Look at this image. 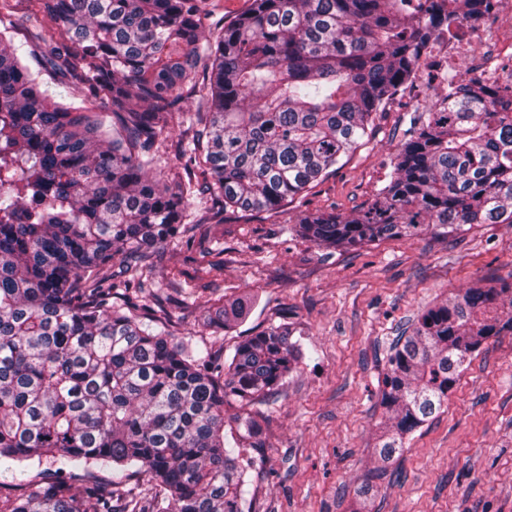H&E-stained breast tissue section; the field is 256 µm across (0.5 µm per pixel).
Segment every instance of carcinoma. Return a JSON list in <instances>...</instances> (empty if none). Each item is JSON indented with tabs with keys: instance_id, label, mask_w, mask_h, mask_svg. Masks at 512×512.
Returning a JSON list of instances; mask_svg holds the SVG:
<instances>
[{
	"instance_id": "cac0c4a2",
	"label": "carcinoma",
	"mask_w": 512,
	"mask_h": 512,
	"mask_svg": "<svg viewBox=\"0 0 512 512\" xmlns=\"http://www.w3.org/2000/svg\"><path fill=\"white\" fill-rule=\"evenodd\" d=\"M499 0H252L206 31L202 0H41L43 70L102 100L97 118L55 101L0 38V459L46 461L0 484V512H257L262 413L304 359L287 322L229 358L177 338L181 303L148 288V250L185 232L190 200L213 220L274 212L371 138L378 112L444 35ZM399 145L390 179L354 213L307 215L317 247L512 225V84L444 75ZM199 94L186 178L156 168L158 140ZM120 257L119 270L112 261ZM214 277L224 262L201 252ZM229 330L240 299H208ZM512 332V283L476 286L417 316L392 348L377 464L353 488L368 512L405 438L448 400L464 365Z\"/></svg>"
}]
</instances>
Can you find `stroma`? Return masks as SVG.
Listing matches in <instances>:
<instances>
[{
  "mask_svg": "<svg viewBox=\"0 0 512 512\" xmlns=\"http://www.w3.org/2000/svg\"><path fill=\"white\" fill-rule=\"evenodd\" d=\"M37 0L0 21L14 44H36ZM439 85L426 76L399 91L371 141L336 173L275 214L237 213L202 224L195 247L224 258L220 280L196 271L179 238L151 249L154 285L179 288L177 337L232 353L240 337L287 322L307 358L274 402L263 406L262 476L248 495L258 512H347V489L374 464L385 409L381 380L391 346L417 315L478 278L512 282V226L480 224L448 238H387L326 254L291 232L300 218L351 213L373 202L410 120ZM247 298L234 328H205L212 285ZM399 469L383 483L378 512H512V332L486 340L442 409L406 441Z\"/></svg>",
  "mask_w": 512,
  "mask_h": 512,
  "instance_id": "1",
  "label": "stroma"
}]
</instances>
